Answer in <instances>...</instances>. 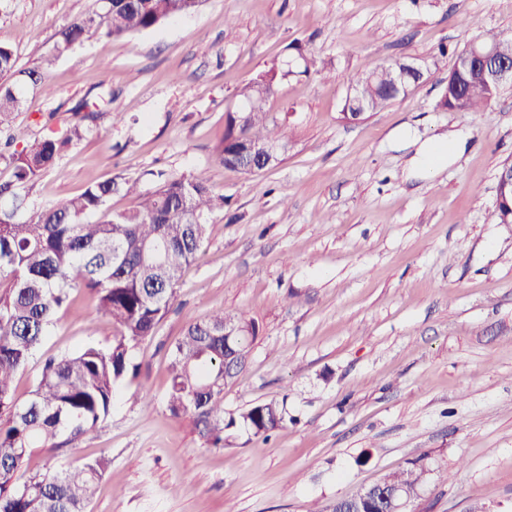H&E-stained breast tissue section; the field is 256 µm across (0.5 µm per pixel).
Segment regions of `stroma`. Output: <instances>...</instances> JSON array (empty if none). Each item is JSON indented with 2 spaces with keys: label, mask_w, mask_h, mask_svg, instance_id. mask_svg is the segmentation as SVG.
I'll use <instances>...</instances> for the list:
<instances>
[{
  "label": "stroma",
  "mask_w": 512,
  "mask_h": 512,
  "mask_svg": "<svg viewBox=\"0 0 512 512\" xmlns=\"http://www.w3.org/2000/svg\"><path fill=\"white\" fill-rule=\"evenodd\" d=\"M91 4L0 0V44L32 68ZM507 27L512 0H203L122 38L88 30L61 54L14 123L32 140L76 124L82 136L22 187L27 215L109 178L136 184L106 204L130 211L162 177L199 173L224 206L109 418L24 470L107 456L89 512H308L421 460L427 482L407 512H512V224L489 221L512 161V85L481 112L437 107L457 55ZM294 42L327 69L289 76L268 101L288 139L281 162L224 169L215 147L238 89ZM412 58L441 69L384 110L343 119L365 64ZM85 101L95 119L78 115ZM447 133L464 140L438 167L410 165L415 144ZM239 310L259 333L225 413L274 399L296 421L213 448L166 407L170 351L188 322ZM118 334L87 289L72 290L17 373V400L45 357Z\"/></svg>",
  "instance_id": "stroma-1"
}]
</instances>
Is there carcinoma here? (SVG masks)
Listing matches in <instances>:
<instances>
[{"label": "carcinoma", "instance_id": "obj_1", "mask_svg": "<svg viewBox=\"0 0 512 512\" xmlns=\"http://www.w3.org/2000/svg\"><path fill=\"white\" fill-rule=\"evenodd\" d=\"M201 0H93L92 9L61 29L54 54L25 71L15 69L12 49L0 45V127L10 125L19 111V83L47 90L42 72L90 28L107 38H118L154 28L163 21L191 13ZM482 42L512 55V29L490 31ZM291 57L274 62L238 91L248 104L246 115H226L224 136L216 158L224 168L246 173L254 159L243 153L245 144L281 141L266 106L278 84L293 73L320 72L317 61L301 43L288 46ZM438 67L433 60L418 78L397 88L390 65L368 64L350 81L342 113L356 117L378 112ZM478 70L448 72L442 109L480 112L497 96ZM80 127L63 141L44 139L26 144L9 155L0 153L13 168L15 184L37 178ZM119 185L112 179L90 184L80 195L63 199L35 217H25L24 197L12 185H0V512H87L97 484L109 468L100 456L78 467L56 472L30 473L19 478L23 463L37 449L59 450L95 430L112 410L116 388L137 375L133 350L147 337L172 305L183 269L198 256L206 235V217L218 197L200 173L166 179L140 209L111 213L106 203ZM92 213L102 219L89 223ZM86 288L97 312L112 319L119 336L106 347L88 345L62 357L44 361L41 376L29 398L14 397L15 374L26 366L48 333L58 310L67 303L74 285ZM224 317L217 313L187 324L171 352L167 408L176 417L193 418L199 435L214 447L224 446L226 431L240 427L255 437L269 438L288 421L284 405L261 401L224 418ZM242 326L237 350L247 354L258 335L255 321L241 311L232 314ZM427 469H410L386 476L372 491L365 512H386V489L398 486L418 496Z\"/></svg>", "mask_w": 512, "mask_h": 512}]
</instances>
